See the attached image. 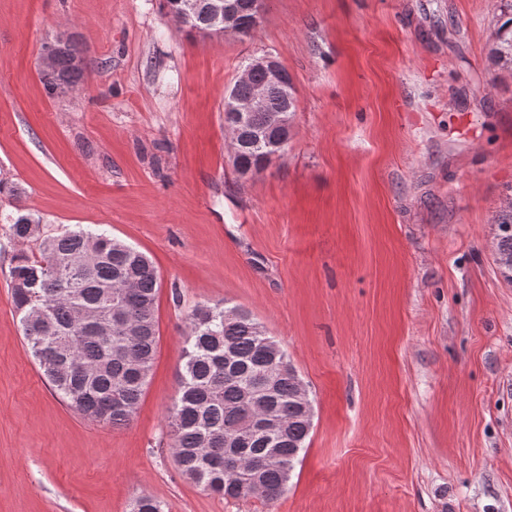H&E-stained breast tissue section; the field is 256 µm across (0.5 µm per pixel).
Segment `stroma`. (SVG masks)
Masks as SVG:
<instances>
[{"label":"stroma","instance_id":"stroma-1","mask_svg":"<svg viewBox=\"0 0 512 512\" xmlns=\"http://www.w3.org/2000/svg\"><path fill=\"white\" fill-rule=\"evenodd\" d=\"M495 0H268L250 37L188 33L161 0H0V178L45 229L109 232L158 269V352L133 422L49 387L0 223V512H512V74ZM71 35L70 94L40 77ZM269 53L297 96L286 154L236 174L224 96ZM241 306L309 391L313 428L276 503L182 475L168 416L186 317ZM68 37V35L59 36L53 42L47 44L41 58V68L43 72H51L54 60L58 53L64 49ZM75 59L83 60L75 41L71 39L65 49L59 54L54 71L43 77L45 86L51 93H57L56 89L61 85L76 87L83 80L85 65L83 64V66L77 67L74 64ZM60 92L68 93L70 92V88L61 86ZM496 224L499 229L496 262L504 279L512 283V211L500 214Z\"/></svg>","mask_w":512,"mask_h":512}]
</instances>
